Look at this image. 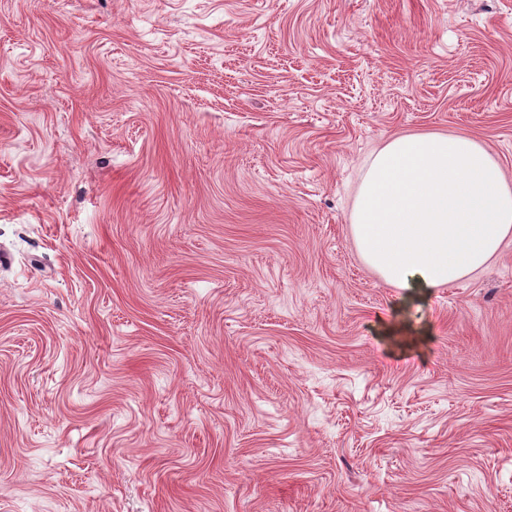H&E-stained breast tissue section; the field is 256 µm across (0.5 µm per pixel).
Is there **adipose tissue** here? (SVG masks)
Instances as JSON below:
<instances>
[{
    "label": "adipose tissue",
    "mask_w": 512,
    "mask_h": 512,
    "mask_svg": "<svg viewBox=\"0 0 512 512\" xmlns=\"http://www.w3.org/2000/svg\"><path fill=\"white\" fill-rule=\"evenodd\" d=\"M350 224L385 283L437 288L467 278L512 234V186L472 137L396 135L371 158Z\"/></svg>",
    "instance_id": "obj_1"
}]
</instances>
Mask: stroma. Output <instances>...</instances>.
I'll list each match as a JSON object with an SVG mask.
<instances>
[{
  "label": "stroma",
  "mask_w": 512,
  "mask_h": 512,
  "mask_svg": "<svg viewBox=\"0 0 512 512\" xmlns=\"http://www.w3.org/2000/svg\"><path fill=\"white\" fill-rule=\"evenodd\" d=\"M428 132L512 183V0H0V512H512V237L351 234Z\"/></svg>",
  "instance_id": "1"
}]
</instances>
